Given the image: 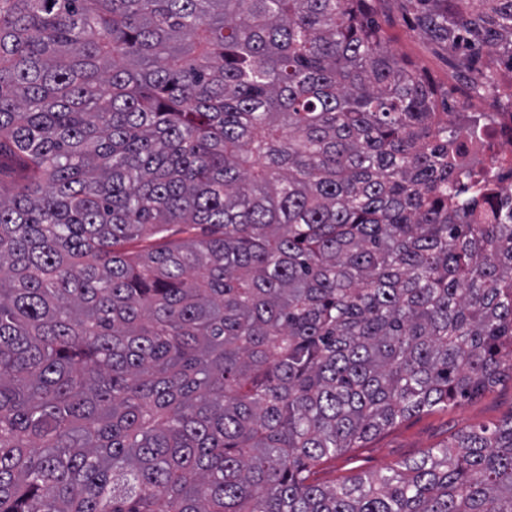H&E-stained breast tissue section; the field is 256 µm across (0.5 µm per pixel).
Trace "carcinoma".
Instances as JSON below:
<instances>
[{"instance_id":"carcinoma-1","label":"carcinoma","mask_w":512,"mask_h":512,"mask_svg":"<svg viewBox=\"0 0 512 512\" xmlns=\"http://www.w3.org/2000/svg\"><path fill=\"white\" fill-rule=\"evenodd\" d=\"M367 4L0 0V512H512V416L310 480L512 380L491 115ZM409 6L512 53V0Z\"/></svg>"}]
</instances>
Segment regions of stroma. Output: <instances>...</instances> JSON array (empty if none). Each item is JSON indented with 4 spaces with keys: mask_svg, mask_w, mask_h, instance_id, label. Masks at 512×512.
<instances>
[{
    "mask_svg": "<svg viewBox=\"0 0 512 512\" xmlns=\"http://www.w3.org/2000/svg\"><path fill=\"white\" fill-rule=\"evenodd\" d=\"M375 19L386 43L401 60L413 63L450 98L461 85L466 68L493 69L504 61L503 52L485 48L451 49L423 38L405 0H376ZM512 416V381L481 395L449 405L447 410L421 414L385 430L364 447L321 462L314 469L315 482L329 484L358 472H379L419 457L424 451L450 440L459 430L477 425L493 426Z\"/></svg>",
    "mask_w": 512,
    "mask_h": 512,
    "instance_id": "stroma-1",
    "label": "stroma"
}]
</instances>
